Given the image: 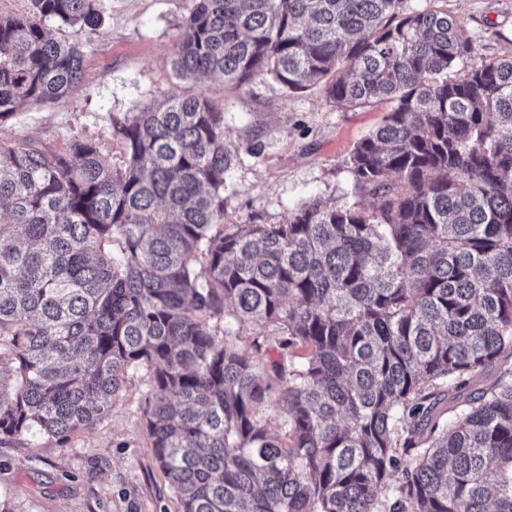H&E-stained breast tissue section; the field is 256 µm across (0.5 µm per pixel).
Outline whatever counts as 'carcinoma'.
<instances>
[{"mask_svg": "<svg viewBox=\"0 0 512 512\" xmlns=\"http://www.w3.org/2000/svg\"><path fill=\"white\" fill-rule=\"evenodd\" d=\"M101 22L100 0L0 16V123L76 85ZM460 30L403 0H194L177 77L391 103L341 201L282 224H221L233 156L202 94L112 120L119 167L0 142V438L91 426L147 362L182 512H512V58L473 63ZM231 322L233 327L232 334L237 336V344L245 349H254V343L258 342L260 357L270 360H276L279 363L288 365V350L281 349L278 343V336L271 330L264 333L265 336H259L261 330L252 324H240L234 322L231 318H225V322Z\"/></svg>", "mask_w": 512, "mask_h": 512, "instance_id": "carcinoma-1", "label": "carcinoma"}]
</instances>
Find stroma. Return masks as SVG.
<instances>
[{
  "mask_svg": "<svg viewBox=\"0 0 512 512\" xmlns=\"http://www.w3.org/2000/svg\"><path fill=\"white\" fill-rule=\"evenodd\" d=\"M193 0H101L103 21L83 34L82 79L59 101L27 103L0 124V141L31 138L61 152L99 142L112 162L122 146L113 119L162 100L200 93L224 112L234 161L224 185L225 224L287 222L298 203L334 202L349 186L347 161L387 104L347 109L322 85L290 91L269 76L237 85L214 76L176 78L171 60ZM406 10L445 9L462 21L474 61L512 57V0H404ZM154 369H130L111 409L67 439L27 435L0 442V512H181L155 462L146 427Z\"/></svg>",
  "mask_w": 512,
  "mask_h": 512,
  "instance_id": "35a3bbf8",
  "label": "stroma"
}]
</instances>
